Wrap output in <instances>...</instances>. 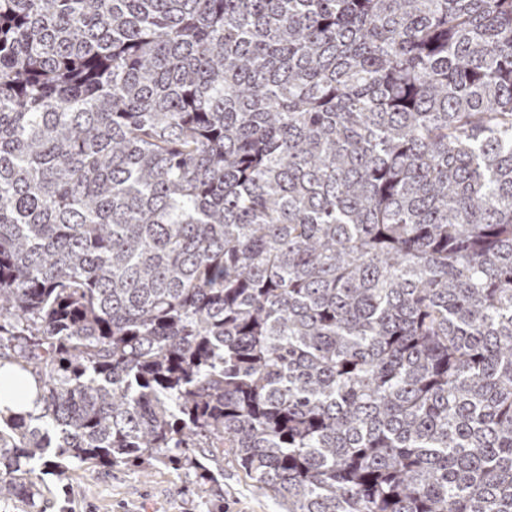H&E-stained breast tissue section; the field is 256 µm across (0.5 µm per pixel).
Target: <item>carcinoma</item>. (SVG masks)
Returning <instances> with one entry per match:
<instances>
[{
    "instance_id": "cac0c4a2",
    "label": "carcinoma",
    "mask_w": 512,
    "mask_h": 512,
    "mask_svg": "<svg viewBox=\"0 0 512 512\" xmlns=\"http://www.w3.org/2000/svg\"><path fill=\"white\" fill-rule=\"evenodd\" d=\"M7 364L0 504L512 512V0H0ZM4 370V368L0 369V409L5 414H9L6 407H9L13 413L32 412L35 406L32 403L30 384L18 380L4 383ZM287 508L269 495L257 492L245 473L224 449L223 512H286ZM163 463L104 471L72 465L67 479L35 465L28 475L44 492L47 512H203L194 474Z\"/></svg>"
}]
</instances>
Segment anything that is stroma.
<instances>
[{
    "label": "stroma",
    "instance_id": "1",
    "mask_svg": "<svg viewBox=\"0 0 512 512\" xmlns=\"http://www.w3.org/2000/svg\"><path fill=\"white\" fill-rule=\"evenodd\" d=\"M29 478L41 486L47 512H203L194 474L163 463L109 471L75 465L61 482L37 465ZM224 512H286V508L257 492L228 454L224 457Z\"/></svg>",
    "mask_w": 512,
    "mask_h": 512
}]
</instances>
